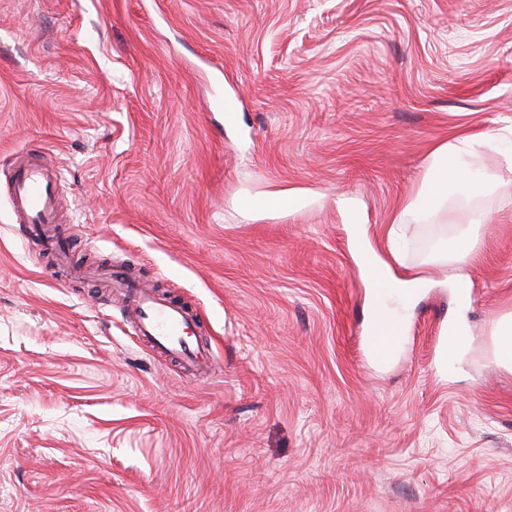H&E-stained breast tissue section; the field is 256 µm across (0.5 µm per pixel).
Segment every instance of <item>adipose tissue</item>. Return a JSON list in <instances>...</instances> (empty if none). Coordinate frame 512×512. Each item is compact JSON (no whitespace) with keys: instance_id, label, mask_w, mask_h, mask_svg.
Wrapping results in <instances>:
<instances>
[{"instance_id":"1","label":"adipose tissue","mask_w":512,"mask_h":512,"mask_svg":"<svg viewBox=\"0 0 512 512\" xmlns=\"http://www.w3.org/2000/svg\"><path fill=\"white\" fill-rule=\"evenodd\" d=\"M479 152L480 144L470 134H462L437 145L427 159L419 192L394 212L390 220L391 234H399L406 224L438 223L448 213L449 191H456L462 196L471 194L478 186L474 170ZM464 219V232L453 239L448 250L436 254V262L453 267L473 259L486 216L482 210L471 209L465 213ZM358 247L366 271H376L381 275L380 289L375 293L372 306L373 333L394 337L398 324L389 316L386 302L392 296L409 295L419 282L394 277L389 265L366 240H359Z\"/></svg>"}]
</instances>
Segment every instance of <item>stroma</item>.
I'll use <instances>...</instances> for the list:
<instances>
[{"label": "stroma", "mask_w": 512, "mask_h": 512, "mask_svg": "<svg viewBox=\"0 0 512 512\" xmlns=\"http://www.w3.org/2000/svg\"><path fill=\"white\" fill-rule=\"evenodd\" d=\"M462 131L500 180L465 308L432 260L460 208L387 238ZM21 149L55 161L74 263L187 307L211 373L17 234ZM356 224L425 282L383 361ZM511 313L512 0H0V512H512ZM495 336V361L499 366L512 370V314L496 322Z\"/></svg>", "instance_id": "stroma-1"}]
</instances>
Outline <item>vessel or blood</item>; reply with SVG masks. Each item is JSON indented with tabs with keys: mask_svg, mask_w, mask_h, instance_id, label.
Returning a JSON list of instances; mask_svg holds the SVG:
<instances>
[{
	"mask_svg": "<svg viewBox=\"0 0 512 512\" xmlns=\"http://www.w3.org/2000/svg\"><path fill=\"white\" fill-rule=\"evenodd\" d=\"M50 166L48 157L43 156L16 171L14 205L21 215L18 226L21 237L37 242L62 260L68 250V235L64 227L54 222L53 190L48 180ZM89 275L127 297L137 335L153 348L196 369L212 366V353L193 336L196 320L186 308L141 287L129 271L102 267L90 270Z\"/></svg>",
	"mask_w": 512,
	"mask_h": 512,
	"instance_id": "vessel-or-blood-1",
	"label": "vessel or blood"
}]
</instances>
